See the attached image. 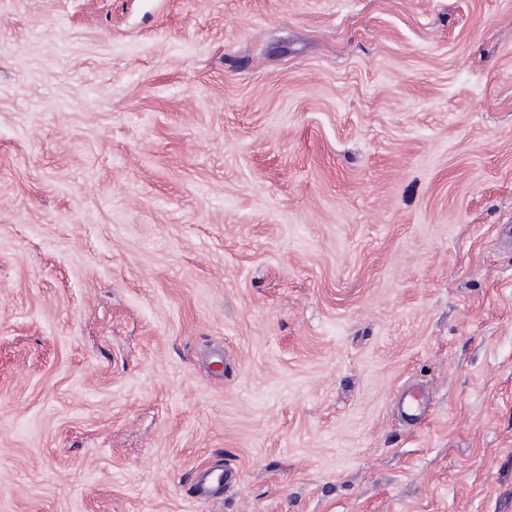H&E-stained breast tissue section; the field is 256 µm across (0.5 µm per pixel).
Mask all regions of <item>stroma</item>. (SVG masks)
Here are the masks:
<instances>
[{
    "instance_id": "obj_1",
    "label": "stroma",
    "mask_w": 512,
    "mask_h": 512,
    "mask_svg": "<svg viewBox=\"0 0 512 512\" xmlns=\"http://www.w3.org/2000/svg\"><path fill=\"white\" fill-rule=\"evenodd\" d=\"M510 226L512 0H0V512H512ZM232 477L233 473L230 470H211L210 468L202 470L194 485L193 493L199 500L210 501L213 499L212 488L231 481Z\"/></svg>"
}]
</instances>
